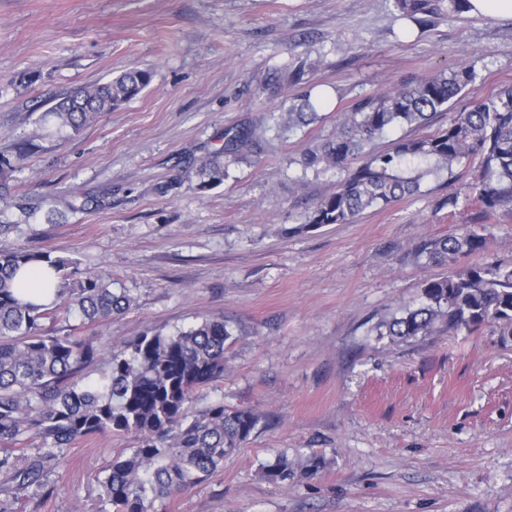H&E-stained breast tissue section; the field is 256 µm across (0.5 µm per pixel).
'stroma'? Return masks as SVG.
Returning <instances> with one entry per match:
<instances>
[{
    "mask_svg": "<svg viewBox=\"0 0 512 512\" xmlns=\"http://www.w3.org/2000/svg\"><path fill=\"white\" fill-rule=\"evenodd\" d=\"M462 66L478 78L450 109L378 150L512 85V18L465 13L421 34L393 0H0V155L24 156L0 199V249L42 248L125 289L128 311L80 330L105 350L205 318L235 332L203 398L260 421L157 512H512V345L486 329L401 341L383 328L448 273L417 263L416 243L483 222V260H510L512 207L471 205V163L353 223L303 227L336 186L302 171L303 150L359 98ZM134 68L153 72L138 97L77 135L38 137L60 98ZM306 92L319 121L279 130L275 115ZM240 127L261 141L200 188L198 169ZM138 444L109 431L77 442L62 491L14 512H96L97 473ZM280 453L294 476L276 484L262 466Z\"/></svg>",
    "mask_w": 512,
    "mask_h": 512,
    "instance_id": "1",
    "label": "stroma"
}]
</instances>
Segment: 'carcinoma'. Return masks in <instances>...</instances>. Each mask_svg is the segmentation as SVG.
<instances>
[{"mask_svg":"<svg viewBox=\"0 0 512 512\" xmlns=\"http://www.w3.org/2000/svg\"><path fill=\"white\" fill-rule=\"evenodd\" d=\"M402 17L427 28L448 15L469 11L470 0H393ZM152 72L132 69L111 81L78 90L42 116L50 132H78L95 114L135 98ZM477 78L462 67L411 81L391 93L360 99L322 143L303 151L304 169L332 171L336 190L320 198L303 228L349 224L365 210L421 195L423 178L432 171L479 162L482 183L472 203L484 213L512 206V87L448 121L427 138L401 139L389 151L372 149L374 141L396 126L430 120ZM318 118L311 95L276 118L292 131ZM257 144L255 132L242 128L225 134L220 155L236 156ZM362 159L357 166L352 161ZM18 164L0 156V193ZM206 188L223 180L224 162L216 158L201 168ZM494 237L489 224L428 238L413 248L417 262L456 265L488 250ZM47 266L58 276L54 289L40 290L38 302L25 267ZM133 298L114 290L99 276L78 274L76 262L49 251L19 246L0 250V476L13 497L42 500L60 490L47 479L72 443L104 431L134 433L139 445L118 453L103 470L98 512H154L155 504L194 487L217 472L224 458L249 439L259 417L249 409L208 402L192 412L200 391L224 379V350L233 330L222 319H204L173 334L155 332L133 340L118 352L106 351L85 336L59 335L44 322L100 323L128 310ZM493 329L502 343L512 341V260L467 264L447 276L422 284L420 301L386 323L387 335L406 339L430 336L444 327ZM105 361L100 379L84 383L81 373ZM293 470L278 455L265 465L267 480L285 482Z\"/></svg>","mask_w":512,"mask_h":512,"instance_id":"obj_1","label":"carcinoma"}]
</instances>
